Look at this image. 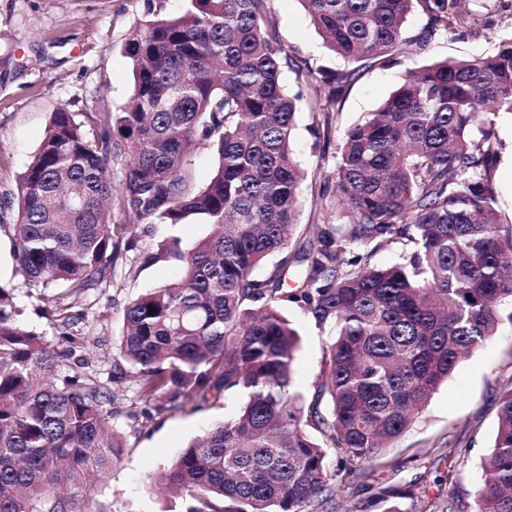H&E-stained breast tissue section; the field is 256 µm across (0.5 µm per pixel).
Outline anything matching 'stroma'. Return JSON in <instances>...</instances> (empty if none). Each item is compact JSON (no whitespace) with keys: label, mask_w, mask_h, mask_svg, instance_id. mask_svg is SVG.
I'll list each match as a JSON object with an SVG mask.
<instances>
[{"label":"stroma","mask_w":512,"mask_h":512,"mask_svg":"<svg viewBox=\"0 0 512 512\" xmlns=\"http://www.w3.org/2000/svg\"><path fill=\"white\" fill-rule=\"evenodd\" d=\"M188 6L189 0H0V284L12 288L25 308L26 325L47 342L80 337L83 347L77 358L85 360V372L104 384L115 373L113 356L126 305L176 272L170 261L144 264L143 255L174 238L182 248H191L211 228L195 220L151 225L139 234L132 250L121 251L107 278L75 302L69 323L51 321L41 314L32 288L15 272L11 226L17 216L18 180L58 107L79 115L91 109L117 112L128 104L134 79L124 55L127 41L148 11L176 16ZM469 9L475 33L440 31L428 35L426 48L410 53L403 65L361 69L336 107L327 138L315 137L307 109H300L294 152L310 172L301 189L300 223H312L320 204L340 215L336 192L324 190L323 175L336 161L344 131L378 108L400 84L406 68L490 52L512 31V11L504 9L500 0H471ZM269 16L292 59L283 74L288 94L298 93V74L307 68H343V61L324 47L300 0H270ZM494 134L499 155L492 184L501 219L512 224V120H499ZM285 314L301 337L294 361L295 389L310 401L317 395L327 337L301 309L290 306ZM511 375L512 328L507 326L458 363L422 416L384 454L346 462L336 449H328V476H335L343 463L353 470L348 488L336 500L338 512H352L353 507L369 503L379 485L409 483L426 490L413 503L416 512H428L436 501H453L458 512H475L481 461L490 452L497 428L499 388ZM115 393L120 412L108 423L124 434L127 448L101 496L103 504L111 512H182L181 499L160 489V474L195 437L233 417L242 395L228 393L219 405L172 412L144 427L137 417L145 405L135 392L119 386ZM384 510L378 504L370 505L368 512Z\"/></svg>","instance_id":"35a3bbf8"}]
</instances>
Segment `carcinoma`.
Wrapping results in <instances>:
<instances>
[{
  "label": "carcinoma",
  "mask_w": 512,
  "mask_h": 512,
  "mask_svg": "<svg viewBox=\"0 0 512 512\" xmlns=\"http://www.w3.org/2000/svg\"><path fill=\"white\" fill-rule=\"evenodd\" d=\"M301 2L351 67L309 70L291 96L282 85L288 51L262 31L268 0H190L180 16L143 21L126 44L131 105L80 122L58 109L19 178L13 253L49 320L70 318L139 225L197 219L213 228L188 249L174 240L176 281L127 304L113 378L136 390L148 420L244 393L238 413L190 442L160 477L182 494L185 512L335 505L327 449L380 454L463 355L512 324V224L500 222L492 186L493 127L512 116V33L488 53L406 70L376 111L345 130L325 176L347 220L320 211L301 224L297 102L326 136V107L339 103L358 64L389 68L410 53L411 12L428 18L421 46L438 30L475 32L461 0ZM202 145L217 161L195 191L187 165ZM122 155L121 202L134 224L112 223L110 168ZM386 246L402 260L371 264ZM277 254L269 274L254 275ZM52 284L66 293H46ZM290 304L332 331L309 404L294 389L299 335L282 314ZM23 314L0 286V512H105L95 496L125 450L107 427L115 393L66 371L76 338L53 346ZM498 399L478 512H512V377ZM391 498L413 501L417 489L375 495Z\"/></svg>",
  "instance_id": "cac0c4a2"
}]
</instances>
